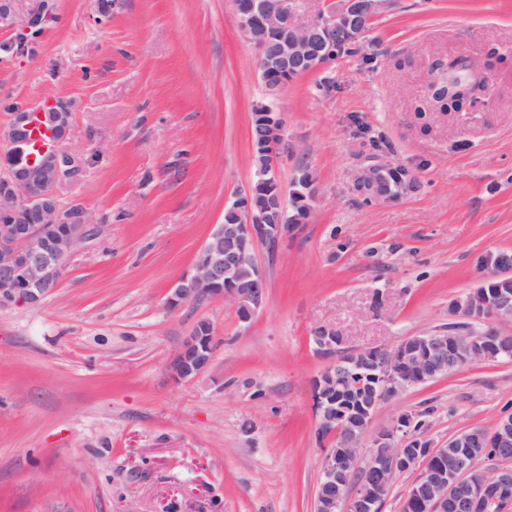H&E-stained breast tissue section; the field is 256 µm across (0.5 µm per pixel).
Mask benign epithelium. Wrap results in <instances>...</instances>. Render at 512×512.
Returning a JSON list of instances; mask_svg holds the SVG:
<instances>
[{
	"label": "benign epithelium",
	"instance_id": "obj_1",
	"mask_svg": "<svg viewBox=\"0 0 512 512\" xmlns=\"http://www.w3.org/2000/svg\"><path fill=\"white\" fill-rule=\"evenodd\" d=\"M346 6L340 23L323 12L303 22L297 9L288 8V0H233L241 35L257 48L259 63L306 73L336 60L340 41H352L360 49L365 28L379 17L384 0H348ZM256 111L266 113L257 138L261 156L273 165L283 120L267 105ZM30 118L24 110L14 113L8 131L12 145L22 146L30 139ZM39 118L53 146L7 165L0 177V215L13 220L0 226V301L9 303H38L57 287L76 249L100 232L86 208L65 206L59 197L81 169L80 157L66 145L71 111L48 105L39 111ZM388 168L386 163L362 167L355 177L360 196L371 203L385 198L373 187ZM253 194L249 186L233 200L240 223L213 225L191 271L170 288L169 308L199 298L229 300L247 314L246 323L264 306L267 282L257 249L265 240L266 225L263 213L253 206ZM494 268L493 294L476 289L450 304L462 322L393 346L348 352L351 364L370 371V382L350 406L327 407L315 400L320 429L333 436L320 463L315 512H378L396 475L410 470L417 475L404 496L409 512H474L484 504L504 512L512 505V416L498 418L490 436L475 437L466 430L437 448L417 436L409 414L396 417L386 428H372L385 402L414 384L446 374L448 357L459 364L491 355L512 357V263L497 261ZM313 333L325 356L344 345L333 327L320 325ZM200 334L197 325L172 357L175 378H195L209 368L210 352L193 361L188 358V352L199 351ZM342 363L332 360L315 379L314 389L336 386ZM474 448H491L493 457L501 458L494 479L479 475Z\"/></svg>",
	"mask_w": 512,
	"mask_h": 512
}]
</instances>
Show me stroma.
Here are the masks:
<instances>
[{"instance_id": "stroma-1", "label": "stroma", "mask_w": 512, "mask_h": 512, "mask_svg": "<svg viewBox=\"0 0 512 512\" xmlns=\"http://www.w3.org/2000/svg\"><path fill=\"white\" fill-rule=\"evenodd\" d=\"M0 25V161L17 110L72 113L83 172L61 191L101 235L38 304H0V512H315L313 382L326 324L356 350L447 327L449 305L512 254V0H387L361 53L269 95L232 0H14ZM46 11L36 31L30 15ZM497 48L487 97L442 112L432 68ZM285 124L278 175L313 190L306 223L260 245L267 300L166 305L224 207L255 178V107ZM416 187L363 205L364 163ZM215 328L202 375L168 363ZM439 446L512 413V359L479 361L385 403Z\"/></svg>"}]
</instances>
